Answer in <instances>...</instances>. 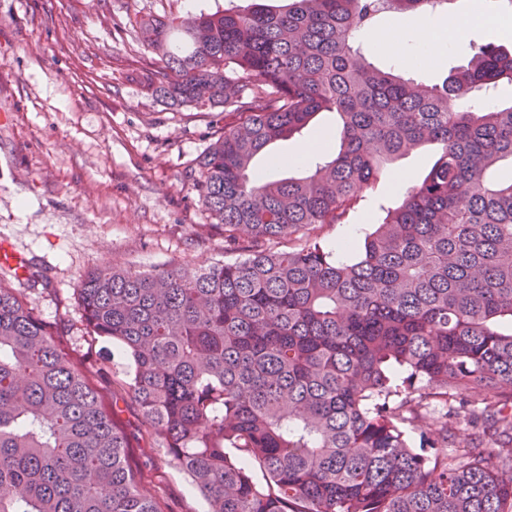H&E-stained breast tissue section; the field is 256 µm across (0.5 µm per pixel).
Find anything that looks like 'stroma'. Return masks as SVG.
<instances>
[{
	"mask_svg": "<svg viewBox=\"0 0 512 512\" xmlns=\"http://www.w3.org/2000/svg\"><path fill=\"white\" fill-rule=\"evenodd\" d=\"M254 0H0V239L24 256L35 279L15 277L0 264V278L32 302L47 323L64 329L76 361L101 366L92 382L129 437L141 474L140 489L160 512H206L189 478L146 432L124 381L126 359L110 342L86 335L75 301L82 277L115 265L134 270L207 266L240 256L225 245L224 227L198 202L189 171L224 126L223 108H173L139 83L155 61L141 43L136 19L178 17L224 9L246 10ZM481 10L485 25L471 27V45L512 51V13L500 0H452L433 19ZM415 14L386 13L377 29L404 35L396 52L364 51L380 69L442 84L466 65L470 47L448 51L414 67ZM333 114H320L301 132L261 155L255 175L275 180L305 175L284 159L307 141L335 133ZM436 159L427 148L394 162L365 193L346 224H319L325 245L363 239L387 209L399 206L408 184L421 181Z\"/></svg>",
	"mask_w": 512,
	"mask_h": 512,
	"instance_id": "35a3bbf8",
	"label": "stroma"
}]
</instances>
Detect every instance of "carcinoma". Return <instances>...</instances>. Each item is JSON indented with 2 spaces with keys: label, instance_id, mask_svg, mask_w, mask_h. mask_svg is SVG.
<instances>
[{
  "label": "carcinoma",
  "instance_id": "1",
  "mask_svg": "<svg viewBox=\"0 0 512 512\" xmlns=\"http://www.w3.org/2000/svg\"><path fill=\"white\" fill-rule=\"evenodd\" d=\"M448 2L290 0L136 22L148 49L168 47L143 76L151 96L224 107L193 187L243 256L105 266L77 306L89 335L124 351L147 432L206 512H512V414L499 408L512 402V180L490 178L512 165V105L488 101L512 83V53L478 47L438 87L363 51L382 14ZM321 112L340 122L336 157L299 178H250L255 156ZM428 143L440 149L429 173L345 247L353 257L309 234L347 223ZM56 336L0 282V512H160L96 369ZM397 366L420 386L399 387ZM426 415L425 455L408 431Z\"/></svg>",
  "mask_w": 512,
  "mask_h": 512
}]
</instances>
